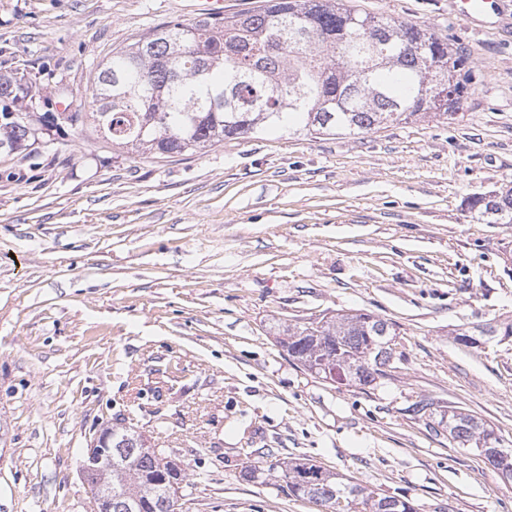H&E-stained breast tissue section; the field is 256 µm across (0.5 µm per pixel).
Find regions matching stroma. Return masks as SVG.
Listing matches in <instances>:
<instances>
[{"mask_svg":"<svg viewBox=\"0 0 512 512\" xmlns=\"http://www.w3.org/2000/svg\"><path fill=\"white\" fill-rule=\"evenodd\" d=\"M429 26L469 62L461 110L359 136L271 131L129 157L92 125L0 154V512H98L81 473L134 426L186 474L187 512H318L248 465L308 459L416 512H512V481L410 413L427 398L512 444V224L468 197L512 186V0H343ZM201 0H0V74L86 111L99 63ZM394 323L389 375L311 374L278 325Z\"/></svg>","mask_w":512,"mask_h":512,"instance_id":"35a3bbf8","label":"stroma"}]
</instances>
